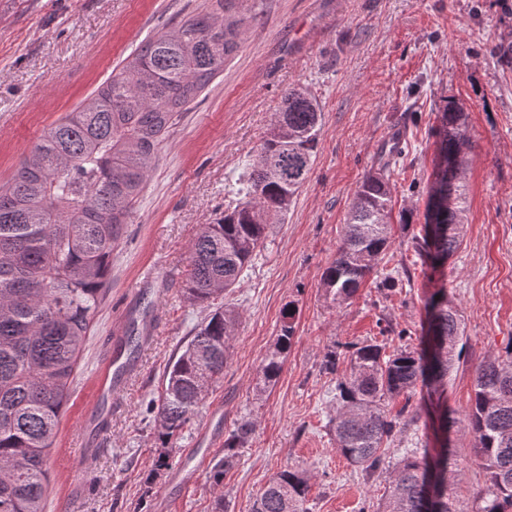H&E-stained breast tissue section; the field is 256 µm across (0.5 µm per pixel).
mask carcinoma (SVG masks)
Here are the masks:
<instances>
[{"label":"carcinoma","instance_id":"carcinoma-1","mask_svg":"<svg viewBox=\"0 0 512 512\" xmlns=\"http://www.w3.org/2000/svg\"><path fill=\"white\" fill-rule=\"evenodd\" d=\"M249 1L250 7L238 11ZM264 0H216L222 12L200 11L146 38L84 104L45 129L8 186L0 189V512H44L50 454L60 415L72 396L82 348L109 290L112 249L122 237L163 136L240 46ZM321 110L301 89L284 107L246 175L235 205L201 225L191 245L184 295L207 304L165 371L156 406L158 437L167 444L224 375L239 321L219 298L237 288L243 269L266 243L268 228L287 214L316 159ZM463 106L443 109L436 157L464 169ZM364 177L343 224L336 258L322 275L326 297L340 306L374 273L392 236V158ZM422 235L412 247L422 263L443 266L463 244L466 225L458 186L432 172ZM428 335L419 347L388 354L375 341L351 346L336 378V447L371 477L386 445L401 432L404 410L389 403L418 383L438 391L459 356L465 328L446 289L425 302ZM296 309L283 313L281 334L260 373L279 377L294 335ZM253 423L242 420L224 438V465L245 447ZM468 430L487 476L479 507L456 494L462 479L452 434ZM435 454L407 451L390 472L388 493L373 512H424L422 488L434 485L438 512H512V342L475 370L464 419L443 409ZM308 470L290 467L264 488L253 512H307Z\"/></svg>","mask_w":512,"mask_h":512}]
</instances>
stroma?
Segmentation results:
<instances>
[{"label": "stroma", "mask_w": 512, "mask_h": 512, "mask_svg": "<svg viewBox=\"0 0 512 512\" xmlns=\"http://www.w3.org/2000/svg\"><path fill=\"white\" fill-rule=\"evenodd\" d=\"M213 0H0V186L48 126L76 109L145 37ZM512 42V0H267L240 50L201 97L180 114L112 253L110 290L83 348L71 401L51 450L45 512H251L272 477L291 465L311 473L309 512H370L387 473L366 478L336 450L331 420L336 378L323 372L336 351L380 339L389 322L416 346L426 335L424 302L446 288L465 322L448 377L450 409L464 415L477 366L512 340V66L495 49ZM300 88L316 99L322 125L311 174L284 223L228 297L240 319L224 376L195 415L162 445L148 406L165 388V366L208 312L183 287L201 224L234 204L284 96ZM463 105L470 136L465 174L467 237L426 277L411 241L420 234L435 160L434 131L447 102ZM401 157L389 179L395 206L391 242L376 274L343 305L327 299L322 273L335 258L354 193L377 151L393 136ZM298 312L283 370L264 384L260 366L281 334L288 303ZM145 313L152 333L104 419L92 417L94 380L126 315ZM436 399L416 386L390 403L419 418L386 456L433 447ZM251 441L226 463L214 486L210 452L192 484L171 481L207 430L227 434L242 417ZM473 500L485 474L467 431L453 436ZM172 464L156 469L161 451Z\"/></svg>", "instance_id": "1"}]
</instances>
